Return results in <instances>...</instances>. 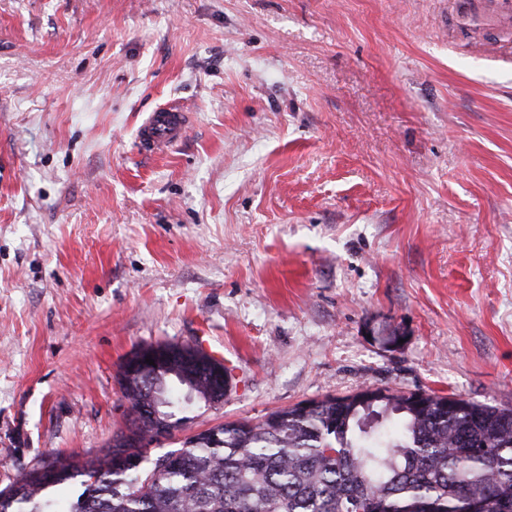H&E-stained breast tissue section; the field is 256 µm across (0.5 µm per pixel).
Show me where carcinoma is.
<instances>
[{
	"mask_svg": "<svg viewBox=\"0 0 512 512\" xmlns=\"http://www.w3.org/2000/svg\"><path fill=\"white\" fill-rule=\"evenodd\" d=\"M141 382L122 388L131 413L152 403L174 428L177 414L208 404L216 378L195 381L176 359ZM311 404L211 427L154 457L136 446L152 422L94 458L50 453L0 490V512H464L477 494L486 512H512L511 406L435 392Z\"/></svg>",
	"mask_w": 512,
	"mask_h": 512,
	"instance_id": "carcinoma-1",
	"label": "carcinoma"
}]
</instances>
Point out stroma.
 Here are the masks:
<instances>
[{
    "label": "stroma",
    "mask_w": 512,
    "mask_h": 512,
    "mask_svg": "<svg viewBox=\"0 0 512 512\" xmlns=\"http://www.w3.org/2000/svg\"><path fill=\"white\" fill-rule=\"evenodd\" d=\"M171 100L186 137L142 152ZM203 338L224 404L150 455L368 387L512 405V27L453 0H0V488L101 453L122 361Z\"/></svg>",
    "instance_id": "stroma-1"
}]
</instances>
